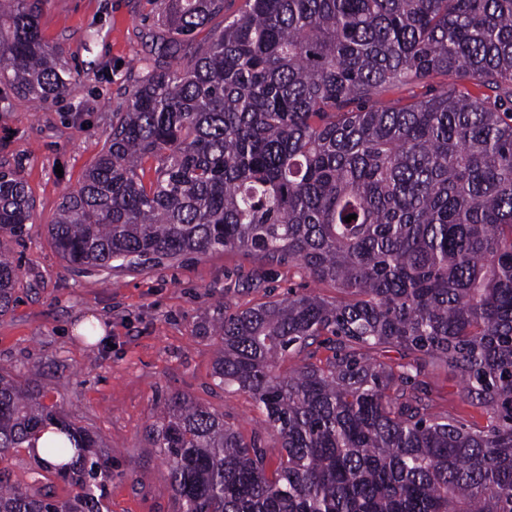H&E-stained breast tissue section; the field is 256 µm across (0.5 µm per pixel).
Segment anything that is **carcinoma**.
Here are the masks:
<instances>
[{
  "mask_svg": "<svg viewBox=\"0 0 512 512\" xmlns=\"http://www.w3.org/2000/svg\"><path fill=\"white\" fill-rule=\"evenodd\" d=\"M42 2L0 0V85L38 104L72 81ZM227 6L165 0L142 77L48 225L85 272L239 250L336 288L219 301L197 327L217 385L252 399L280 449L270 473L260 434L165 396L149 452L174 512H512V0ZM33 208L20 174L0 171V238H22ZM18 273L0 252V314ZM318 342L325 363L279 370ZM382 345L400 361L370 357ZM431 366L460 379L485 426L433 411ZM45 397L0 373V463L54 425L43 452L74 494L0 468V512H108L110 449Z\"/></svg>",
  "mask_w": 512,
  "mask_h": 512,
  "instance_id": "obj_1",
  "label": "carcinoma"
}]
</instances>
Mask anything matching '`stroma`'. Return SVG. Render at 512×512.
<instances>
[{"instance_id": "obj_1", "label": "stroma", "mask_w": 512, "mask_h": 512, "mask_svg": "<svg viewBox=\"0 0 512 512\" xmlns=\"http://www.w3.org/2000/svg\"><path fill=\"white\" fill-rule=\"evenodd\" d=\"M161 10L160 0H45L40 29L73 76L70 92L49 104L0 106V170L19 171L35 199L25 236L7 244L21 273L12 310L0 316V368L46 386L47 404L111 447L109 512H173L166 466L142 453L164 395H191L247 437L261 424L251 398L213 380L215 345L196 333L209 309L309 285L297 270L230 250L77 273L53 246L47 226L101 151L112 111L140 72L139 34ZM255 274L260 288L246 290ZM93 319L103 333L92 342L77 327ZM431 389L438 410L486 424L455 376L435 370Z\"/></svg>"}]
</instances>
